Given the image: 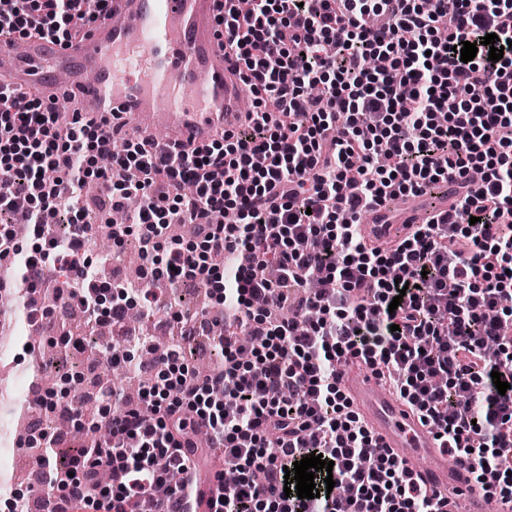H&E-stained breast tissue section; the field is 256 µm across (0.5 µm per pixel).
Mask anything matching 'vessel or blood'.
Masks as SVG:
<instances>
[{
  "label": "vessel or blood",
  "instance_id": "b4317fda",
  "mask_svg": "<svg viewBox=\"0 0 512 512\" xmlns=\"http://www.w3.org/2000/svg\"><path fill=\"white\" fill-rule=\"evenodd\" d=\"M235 6L236 0H112L101 19L67 44L30 38L18 47L0 39V81L46 99L70 91L89 118L112 117L142 136L160 124L167 143L202 145L248 121L244 71L218 24ZM421 217L408 208L389 224L377 208L362 216L359 231L367 244L393 245ZM341 387L379 445L406 460L447 512H485L468 464L449 462L430 428L380 377L346 371Z\"/></svg>",
  "mask_w": 512,
  "mask_h": 512
}]
</instances>
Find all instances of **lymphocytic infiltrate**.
Segmentation results:
<instances>
[{
	"instance_id": "1",
	"label": "lymphocytic infiltrate",
	"mask_w": 512,
	"mask_h": 512,
	"mask_svg": "<svg viewBox=\"0 0 512 512\" xmlns=\"http://www.w3.org/2000/svg\"><path fill=\"white\" fill-rule=\"evenodd\" d=\"M108 6L0 0V37L63 44ZM465 41L478 46L466 63ZM228 45L255 117L172 161L162 144L0 85V182L12 188L0 194L11 217L0 268L13 272L0 294L49 291L53 305L111 326L133 302L156 313L161 284H217L224 304L221 371L194 378L180 348L135 336L149 355L129 360L149 374L140 402L78 410L95 440L63 470L51 468L49 436L32 444L51 512H134L171 470L186 480L155 512H443L343 392L342 367L358 360L385 370L486 498L512 501V0H253L233 12ZM89 182L113 207L139 200L128 223L89 208ZM455 184L468 196L454 215L387 250L363 242L366 210ZM218 210L235 223H212ZM176 220L193 236L171 237ZM102 232L118 250L136 236L140 257L104 311L96 269L112 258L87 257ZM215 453L233 483L201 482ZM313 453L334 464L316 471V489L330 476L346 497L285 495V468Z\"/></svg>"
}]
</instances>
